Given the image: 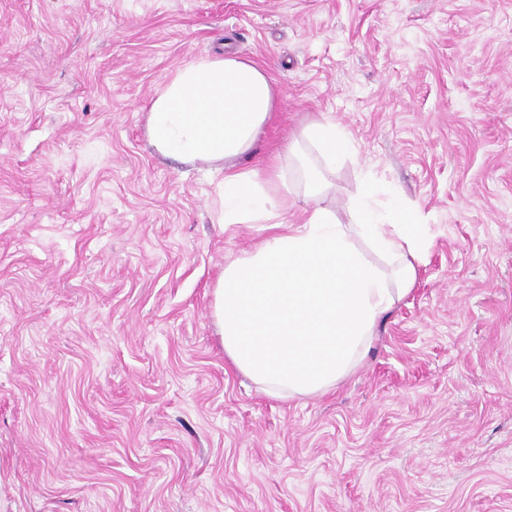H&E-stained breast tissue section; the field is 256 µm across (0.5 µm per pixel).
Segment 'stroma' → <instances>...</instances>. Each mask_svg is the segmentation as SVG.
<instances>
[{"label": "stroma", "instance_id": "35a3bbf8", "mask_svg": "<svg viewBox=\"0 0 512 512\" xmlns=\"http://www.w3.org/2000/svg\"><path fill=\"white\" fill-rule=\"evenodd\" d=\"M266 67L256 153L326 117L428 224L415 288L333 393L224 355L220 175L149 106L203 54ZM0 512H512V0H0Z\"/></svg>", "mask_w": 512, "mask_h": 512}]
</instances>
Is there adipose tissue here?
Segmentation results:
<instances>
[{"label":"adipose tissue","instance_id":"ef3b65f1","mask_svg":"<svg viewBox=\"0 0 512 512\" xmlns=\"http://www.w3.org/2000/svg\"><path fill=\"white\" fill-rule=\"evenodd\" d=\"M274 78L233 56H200L178 68L150 105L156 150L186 164L223 163L218 221L269 232L224 268L213 311L224 355L268 397L325 395L370 350L380 321L414 288L429 248L423 225L380 182L367 181L342 224L325 205V177L307 176L304 222L288 224L281 154L242 169L275 117ZM328 164L350 148L334 122L302 130Z\"/></svg>","mask_w":512,"mask_h":512}]
</instances>
